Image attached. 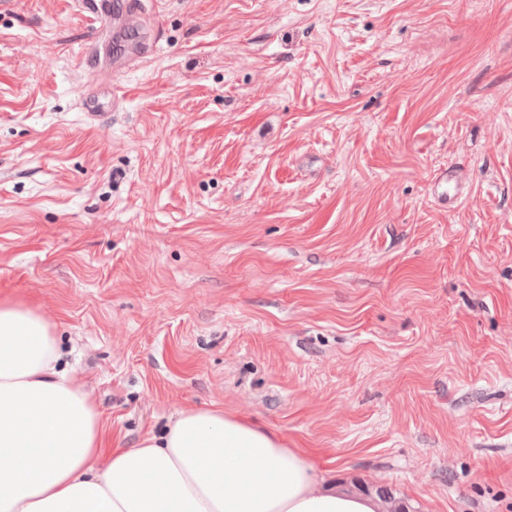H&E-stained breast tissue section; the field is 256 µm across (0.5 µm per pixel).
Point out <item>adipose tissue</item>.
<instances>
[{
  "mask_svg": "<svg viewBox=\"0 0 512 512\" xmlns=\"http://www.w3.org/2000/svg\"><path fill=\"white\" fill-rule=\"evenodd\" d=\"M0 512H385L328 486L306 450L220 407L134 447L110 439L55 326L0 296Z\"/></svg>",
  "mask_w": 512,
  "mask_h": 512,
  "instance_id": "ef3b65f1",
  "label": "adipose tissue"
}]
</instances>
